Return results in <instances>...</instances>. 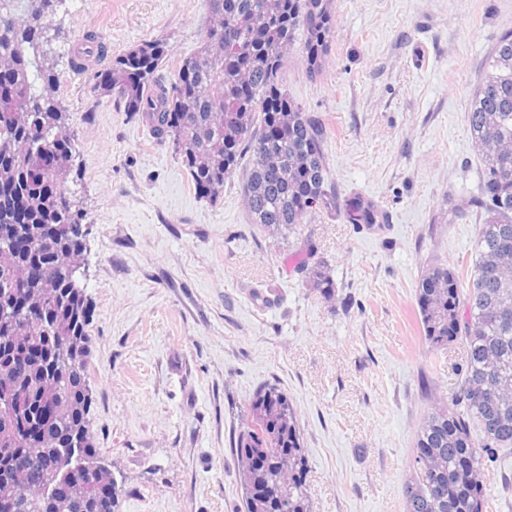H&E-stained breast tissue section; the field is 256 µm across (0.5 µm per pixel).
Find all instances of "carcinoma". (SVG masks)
I'll return each mask as SVG.
<instances>
[{"instance_id": "1", "label": "carcinoma", "mask_w": 512, "mask_h": 512, "mask_svg": "<svg viewBox=\"0 0 512 512\" xmlns=\"http://www.w3.org/2000/svg\"><path fill=\"white\" fill-rule=\"evenodd\" d=\"M54 0H0V512H116L120 489L100 464L89 432L87 299L77 272L84 247L65 191L73 148L35 170L63 134L66 113L43 46ZM198 52L170 60L160 40L112 60L94 86L115 97L151 138L168 143L199 193L216 200L243 169L251 223L294 233L317 209L349 224H387L389 215L358 194L339 198L325 182L326 127L280 88L288 52L299 47L309 73L330 51L332 0H208ZM482 162L480 213L467 271L433 267L417 288L424 341L466 350L451 404L433 406L412 448L406 512H486L485 477L512 450V28L498 35L467 112ZM298 269L324 297V271ZM469 288H461V275ZM241 465L244 512H310L308 460L296 411L276 384L259 389L232 438Z\"/></svg>"}]
</instances>
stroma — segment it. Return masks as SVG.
<instances>
[{"label": "stroma", "instance_id": "35a3bbf8", "mask_svg": "<svg viewBox=\"0 0 512 512\" xmlns=\"http://www.w3.org/2000/svg\"><path fill=\"white\" fill-rule=\"evenodd\" d=\"M331 50L309 74L299 50L279 82L327 125V181L391 217L369 227L320 211L298 233L251 223L241 175L201 196L170 145L94 93L114 57L165 40L194 54L207 0H58L45 50L76 149L66 180L89 228L81 285L93 311L89 428L120 488L118 512H238L230 441L266 384L293 404L311 512H405L411 449L432 404L463 376L460 343L431 350L422 273L461 268L481 176L470 96L512 0H333ZM95 36L97 60L74 49ZM314 248L329 300L293 254Z\"/></svg>", "mask_w": 512, "mask_h": 512}]
</instances>
